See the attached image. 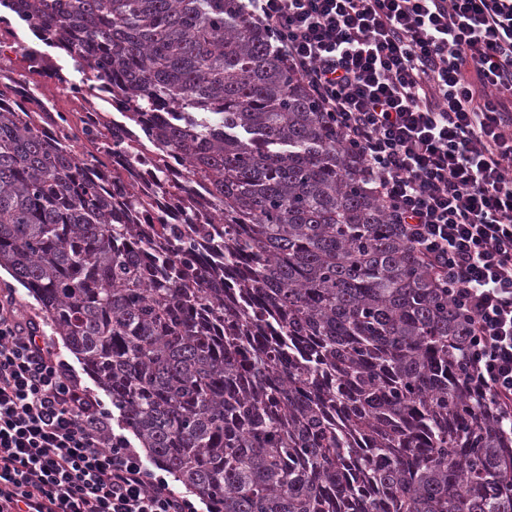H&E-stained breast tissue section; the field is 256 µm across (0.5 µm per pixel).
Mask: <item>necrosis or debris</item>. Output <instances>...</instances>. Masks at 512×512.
<instances>
[{"instance_id":"necrosis-or-debris-1","label":"necrosis or debris","mask_w":512,"mask_h":512,"mask_svg":"<svg viewBox=\"0 0 512 512\" xmlns=\"http://www.w3.org/2000/svg\"><path fill=\"white\" fill-rule=\"evenodd\" d=\"M13 6V0H6L0 8V85L9 86L0 104L19 113H43L38 131L48 138L65 140L77 150L85 145L87 132L96 133L101 151L111 152L113 168L123 175L122 192L112 196L113 210L122 211L131 195L143 202L132 214L133 223L177 224L186 233L196 224H221L206 182L189 176L187 163L162 170L147 150L142 151L139 162L130 160L127 146L143 139L154 120H165V113L149 112L141 125H128L121 100L112 95V80L102 71L95 83L87 86L77 106L62 108V101L73 97V85L58 72L49 52L53 36L37 18L14 22ZM22 30L34 34V41L22 42L18 36Z\"/></svg>"}]
</instances>
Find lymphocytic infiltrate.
I'll use <instances>...</instances> for the list:
<instances>
[{
	"instance_id": "1",
	"label": "lymphocytic infiltrate",
	"mask_w": 512,
	"mask_h": 512,
	"mask_svg": "<svg viewBox=\"0 0 512 512\" xmlns=\"http://www.w3.org/2000/svg\"><path fill=\"white\" fill-rule=\"evenodd\" d=\"M463 319L512 430V0H240ZM0 512H200L0 289Z\"/></svg>"
}]
</instances>
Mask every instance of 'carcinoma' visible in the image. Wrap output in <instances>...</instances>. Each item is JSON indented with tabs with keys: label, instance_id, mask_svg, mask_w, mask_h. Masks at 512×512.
<instances>
[{
	"label": "carcinoma",
	"instance_id": "1",
	"mask_svg": "<svg viewBox=\"0 0 512 512\" xmlns=\"http://www.w3.org/2000/svg\"><path fill=\"white\" fill-rule=\"evenodd\" d=\"M101 65L161 162L224 212V266L112 212L88 162L0 109V267L147 457L215 512H512V436L465 323L301 79L237 0H15ZM81 54L73 56L72 44ZM199 268L197 279L180 273Z\"/></svg>",
	"mask_w": 512,
	"mask_h": 512
}]
</instances>
